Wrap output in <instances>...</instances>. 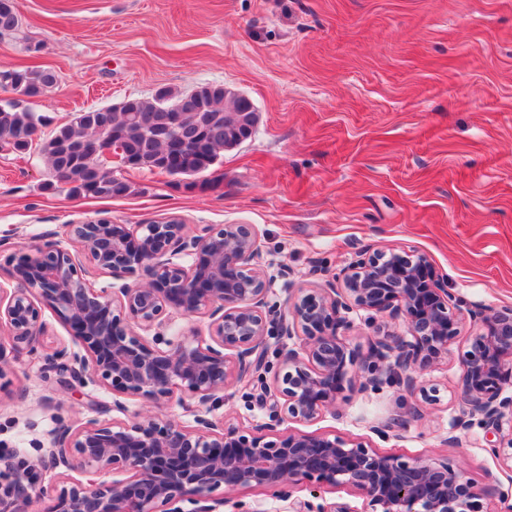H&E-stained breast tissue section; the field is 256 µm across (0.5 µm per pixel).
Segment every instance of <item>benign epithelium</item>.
I'll return each mask as SVG.
<instances>
[{
    "instance_id": "7a95c632",
    "label": "benign epithelium",
    "mask_w": 512,
    "mask_h": 512,
    "mask_svg": "<svg viewBox=\"0 0 512 512\" xmlns=\"http://www.w3.org/2000/svg\"><path fill=\"white\" fill-rule=\"evenodd\" d=\"M70 235L95 268L142 282L114 296L97 291L70 251L53 242L11 260L14 288L0 295V388L6 353L15 358L44 347L46 305L83 351L56 347L44 356L48 368L156 408L176 396L194 425L157 415L61 423L35 460L0 452V512H33L42 472L58 468L110 470L117 478L102 487H64L45 512H216L210 495L221 487L226 494L261 487L277 498L315 484L345 486L362 500L360 510L343 503L324 512H512V306L491 309L451 296L423 253L367 246L343 270L341 287L290 288L282 308L270 312V278L256 263L258 232L250 224L192 236L179 221L134 231L96 220L70 225ZM168 307L208 316L210 340L165 335L160 317ZM354 309L402 319L406 330L369 337L361 357L343 335ZM465 321L471 332L460 356L459 414L446 442L474 426L485 431V451L507 479L497 510L452 458L384 454L301 430L266 441L208 417L229 387L268 370L273 335L292 341L272 378L276 422L311 424L344 391L382 384L417 390L435 404L437 387L416 389L417 374L448 356ZM137 328L155 333L148 341Z\"/></svg>"
}]
</instances>
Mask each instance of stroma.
I'll return each instance as SVG.
<instances>
[{
	"mask_svg": "<svg viewBox=\"0 0 512 512\" xmlns=\"http://www.w3.org/2000/svg\"><path fill=\"white\" fill-rule=\"evenodd\" d=\"M20 30L0 38V69L49 67L58 84L31 103L46 130L76 112L204 83L248 96L259 113L252 137L225 150L217 186L187 187L164 173L113 160L131 185L112 199L70 196L39 150L0 149V289L9 260L47 241L69 245L87 285L117 289L133 277L94 268L69 242L73 224H164L194 235L225 224L253 225L259 263L272 277L267 304L287 287L323 288L373 246L425 253L448 292L492 309L512 306V0H16ZM42 43L29 55L26 42ZM459 345L423 371L440 402L421 404L406 430L391 429L407 394L382 385L348 393L312 424L379 452L461 462L467 478L496 499L498 469L475 427L447 445L458 411ZM0 388V449L34 459L59 422L133 419L141 400L113 406L111 390L48 372L41 355L13 359ZM259 384L224 393L213 418L244 429L269 422ZM108 471H48L41 503L61 488L106 485ZM220 512H321L359 505L350 489L302 488L292 498L259 488L216 490Z\"/></svg>",
	"mask_w": 512,
	"mask_h": 512,
	"instance_id": "obj_1",
	"label": "stroma"
}]
</instances>
